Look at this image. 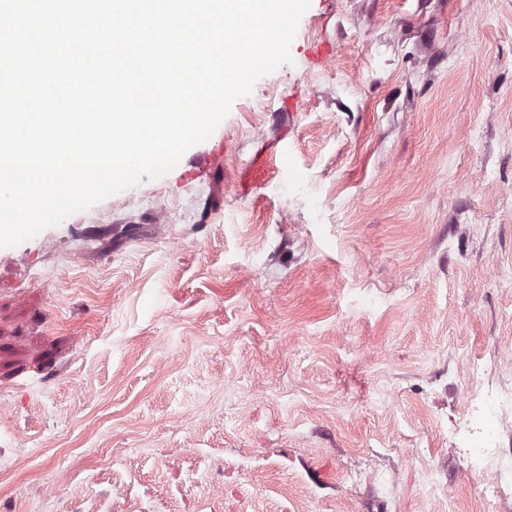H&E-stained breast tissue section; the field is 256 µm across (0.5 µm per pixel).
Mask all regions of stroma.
Listing matches in <instances>:
<instances>
[{"instance_id": "1", "label": "stroma", "mask_w": 512, "mask_h": 512, "mask_svg": "<svg viewBox=\"0 0 512 512\" xmlns=\"http://www.w3.org/2000/svg\"><path fill=\"white\" fill-rule=\"evenodd\" d=\"M290 54L0 248V512H483L455 425L467 363L512 365V0H311Z\"/></svg>"}]
</instances>
